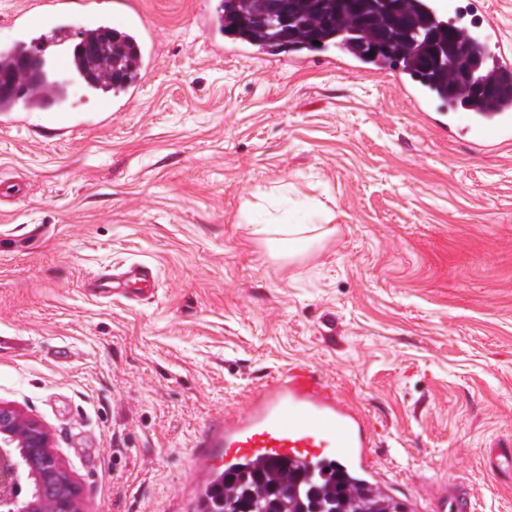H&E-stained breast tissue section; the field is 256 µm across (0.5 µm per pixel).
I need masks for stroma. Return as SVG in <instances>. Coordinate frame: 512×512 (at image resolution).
<instances>
[{
  "mask_svg": "<svg viewBox=\"0 0 512 512\" xmlns=\"http://www.w3.org/2000/svg\"><path fill=\"white\" fill-rule=\"evenodd\" d=\"M155 40L125 111L82 91L47 126L0 112V404L39 421L83 512H189L194 443L304 364L371 420L379 482L422 512L464 483L512 512V142L400 69L269 54L133 0ZM512 42V0H453ZM277 203L321 226L272 253ZM143 262L126 300L87 274ZM124 290L133 295L149 291L153 286V276L150 266L146 264H133L119 275Z\"/></svg>",
  "mask_w": 512,
  "mask_h": 512,
  "instance_id": "35a3bbf8",
  "label": "stroma"
}]
</instances>
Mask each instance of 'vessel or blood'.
I'll return each mask as SVG.
<instances>
[{
    "instance_id": "1",
    "label": "vessel or blood",
    "mask_w": 512,
    "mask_h": 512,
    "mask_svg": "<svg viewBox=\"0 0 512 512\" xmlns=\"http://www.w3.org/2000/svg\"><path fill=\"white\" fill-rule=\"evenodd\" d=\"M54 24L45 33L0 49V59L28 62L32 71H47L49 79L60 80L75 71L69 44L77 29L71 0H50ZM126 28L138 55H145L152 32L137 14L126 16ZM512 133V104L497 112L491 125L473 130L483 145ZM127 293L139 295L153 286L150 266L133 264L121 273ZM367 416L349 404L331 384L310 367L299 364L266 381L256 397L239 413L225 415L197 441L198 454L210 459L220 449L224 463L262 460L268 463L292 458L302 463L333 462L352 470L374 471L368 450L374 442ZM464 492L440 496L432 512H470Z\"/></svg>"
}]
</instances>
